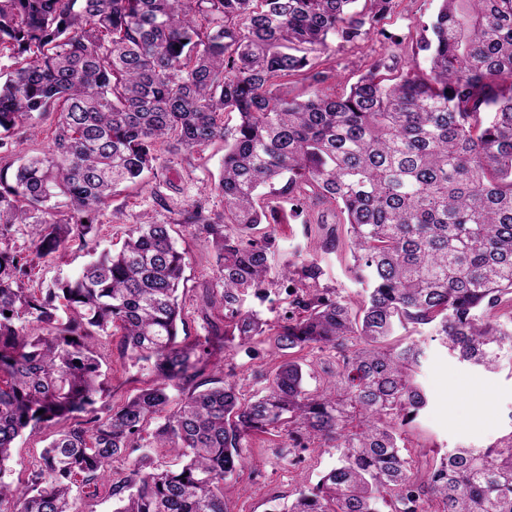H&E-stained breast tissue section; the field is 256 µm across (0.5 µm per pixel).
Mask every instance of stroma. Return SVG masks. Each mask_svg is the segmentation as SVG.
<instances>
[{"instance_id": "35a3bbf8", "label": "stroma", "mask_w": 512, "mask_h": 512, "mask_svg": "<svg viewBox=\"0 0 512 512\" xmlns=\"http://www.w3.org/2000/svg\"><path fill=\"white\" fill-rule=\"evenodd\" d=\"M438 8V0H396L394 10L380 23L381 28L397 34L403 49L396 61L399 69L412 63V49L422 34V25L430 21ZM329 50L319 58L320 67L330 74L327 92L348 91L359 75L378 53L383 41L372 34L356 41L329 39ZM224 160V143L217 140L198 148L192 155L164 153L157 168L144 181L122 188L97 215L95 243L98 249H119L130 225L141 217L157 223H174L175 241L185 251L189 263L185 282L180 289L183 322L179 326V342H204L210 321L220 320L221 309L202 314V295L210 290L221 294L214 253L204 234L193 225L178 223V213L203 204L206 211H222L224 203L215 191ZM271 230L278 243L275 265L293 256L296 251L313 254L322 269V287L335 296L356 297L361 285L349 269L348 261L339 252H326L322 242L327 233L343 235L340 214L335 205L318 203L293 212L282 204L278 222ZM89 260L87 249L74 245L66 251L40 260L33 270L29 288H47L54 281L74 276ZM122 336L120 329L100 337L98 352L102 358L105 401L121 406L141 389L153 384L155 373L148 362H135L117 350ZM425 360L418 373L428 404L406 427L404 437L409 455L416 463L457 447H484L512 431V363L498 372L477 371L450 357L434 342H426ZM224 370L246 395H254L264 386L280 363V355L270 351L268 344L239 346L230 343L222 350ZM50 431L42 430L18 438L8 462L9 478L23 483L39 466V457L51 441ZM285 434H261L245 443L242 450L245 468L224 483V500L229 512H269L273 503L288 504L298 491L313 486L321 474L334 467L337 455L331 448H311L300 456L282 457Z\"/></svg>"}]
</instances>
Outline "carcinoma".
<instances>
[{"instance_id":"1","label":"carcinoma","mask_w":512,"mask_h":512,"mask_svg":"<svg viewBox=\"0 0 512 512\" xmlns=\"http://www.w3.org/2000/svg\"><path fill=\"white\" fill-rule=\"evenodd\" d=\"M355 2L0 0V49L14 58L0 81V150L58 113L50 148L17 166L0 154V512H78L79 481L108 483L113 512H228L224 480L245 467L243 441L272 430L288 436L283 456L316 445L338 459L271 512H512V430L424 470L400 446L427 404L416 379L425 349L410 335L485 372L512 361V0H440L417 44L426 66L398 73L381 54L332 96L309 54L331 36L370 35L395 0ZM296 75L310 97L278 83ZM225 112L238 117L230 130ZM216 139L224 213L198 204L177 223L211 239L223 292L202 303L224 311L214 343L262 336L290 354L250 397L206 375L208 348L176 342L188 257L170 224H135L76 277L25 287L38 260L89 245L101 207L152 171L163 145L192 153ZM282 199L339 208L368 285L358 305L320 287L313 256L271 277L275 238L256 233L278 223ZM21 230L24 250L13 246ZM280 282L294 298L277 321L244 308L243 296L261 300ZM114 327L121 351L156 375L116 409L101 403L95 350ZM304 348L336 351L314 392L292 357ZM55 427L30 480H5L15 441ZM144 447L181 464L161 468ZM136 451L126 474L108 470Z\"/></svg>"}]
</instances>
